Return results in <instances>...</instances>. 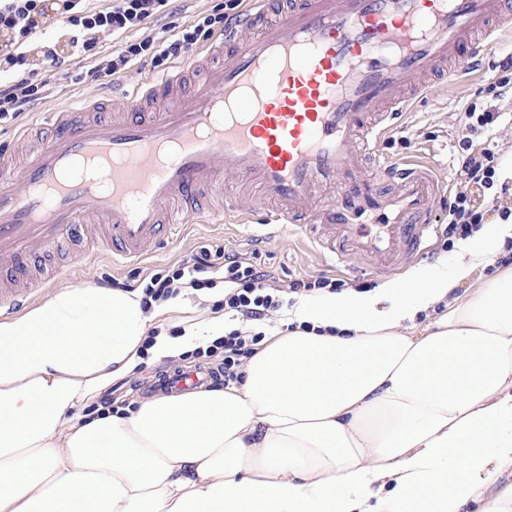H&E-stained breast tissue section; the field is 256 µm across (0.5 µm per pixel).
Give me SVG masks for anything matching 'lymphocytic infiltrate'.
Listing matches in <instances>:
<instances>
[{"label": "lymphocytic infiltrate", "mask_w": 512, "mask_h": 512, "mask_svg": "<svg viewBox=\"0 0 512 512\" xmlns=\"http://www.w3.org/2000/svg\"><path fill=\"white\" fill-rule=\"evenodd\" d=\"M174 0H112L109 7L91 10L83 0H0V58L7 66H29L41 57L57 59L56 50H43L34 42L35 34L43 32L57 17L70 25L95 33L107 30L114 34L144 28L173 11ZM224 17L205 16L192 29H184L161 42L147 38L125 42L94 67L97 77L122 73L135 61L150 59L154 67L167 61L185 59L202 33L212 26L224 24ZM501 117L499 109L478 108L469 103L461 114L467 135L460 142L456 175L462 184L448 204V220L440 227L444 250L471 237L489 217L500 223H512V204H504L498 188V163L491 132ZM227 285L223 308L236 328L225 332L193 355L216 362L225 383L242 379L243 367L256 344L265 334L260 327L272 316L291 307L301 296L342 291L345 283L326 276L275 277L256 259L218 245L200 246L192 264L151 272L142 282L144 306L177 297L182 290H209Z\"/></svg>", "instance_id": "lymphocytic-infiltrate-1"}]
</instances>
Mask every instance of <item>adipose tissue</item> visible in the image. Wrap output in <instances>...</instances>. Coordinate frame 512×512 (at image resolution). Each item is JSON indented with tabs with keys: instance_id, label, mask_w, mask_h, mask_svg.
Wrapping results in <instances>:
<instances>
[{
	"instance_id": "adipose-tissue-1",
	"label": "adipose tissue",
	"mask_w": 512,
	"mask_h": 512,
	"mask_svg": "<svg viewBox=\"0 0 512 512\" xmlns=\"http://www.w3.org/2000/svg\"><path fill=\"white\" fill-rule=\"evenodd\" d=\"M501 241L449 275L301 298L241 382L126 416L80 408L141 348L223 336V312L83 284L0 319V512H512V267L482 273Z\"/></svg>"
}]
</instances>
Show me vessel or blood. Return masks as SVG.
<instances>
[{"label":"vessel or blood","instance_id":"vessel-or-blood-1","mask_svg":"<svg viewBox=\"0 0 512 512\" xmlns=\"http://www.w3.org/2000/svg\"><path fill=\"white\" fill-rule=\"evenodd\" d=\"M506 0H246L224 35L143 82L112 115L100 102L53 113L22 165L0 153V265L32 247L86 261L98 248L137 261L213 222L319 229L349 268L393 271L417 256L444 189L433 167L376 159L390 118L429 77L489 75ZM223 209L199 206L204 193ZM174 373L163 389L210 384Z\"/></svg>","mask_w":512,"mask_h":512}]
</instances>
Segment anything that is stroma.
<instances>
[{"label": "stroma", "mask_w": 512, "mask_h": 512, "mask_svg": "<svg viewBox=\"0 0 512 512\" xmlns=\"http://www.w3.org/2000/svg\"><path fill=\"white\" fill-rule=\"evenodd\" d=\"M226 10L227 0H178L172 14L147 28L130 31L126 38L137 41L169 36L194 25L199 15L221 14ZM90 41L91 49L83 60L75 59L61 65L46 61L28 73V80L40 88L39 98L16 119L0 122V151L17 152L19 131L44 125L51 113L78 105L87 98L124 96L145 80L163 74L162 69L153 67L151 63L137 60L118 79L96 78L90 73L91 67L118 48L119 41L108 32L97 33ZM491 89L492 81L488 78H473L454 84L446 77H433L427 97L414 100L409 111L399 113L395 118L396 124L404 131V140L381 139L377 145L378 155L434 163L448 194H455L460 186L455 179L453 160L459 150L458 142L466 134L460 114L467 103L492 102ZM204 244L222 245L247 254L257 253L261 263L284 278L323 274L360 285L368 291L385 281L404 277L406 270L436 265L444 256L438 231L433 228L421 254L409 262L407 269L358 275L346 271L342 263L324 254L294 227L284 228L276 237L254 241L233 224H195L182 238L168 242L167 246L152 252L141 262L122 267L113 266L110 254L103 250L98 251L88 264L75 266L68 254L38 247L29 258L30 264L56 268L60 274L40 288L30 304L38 306L58 289L92 281L102 283L116 278L131 285L137 284L148 271L189 261L198 247Z\"/></svg>", "instance_id": "1"}]
</instances>
